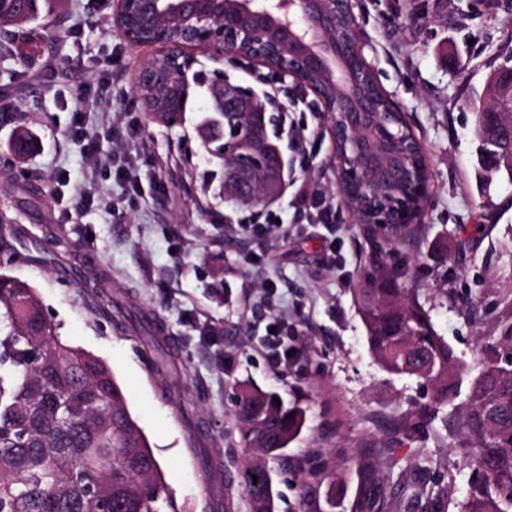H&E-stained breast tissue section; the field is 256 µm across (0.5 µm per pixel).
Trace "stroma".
Masks as SVG:
<instances>
[{
  "label": "stroma",
  "mask_w": 512,
  "mask_h": 512,
  "mask_svg": "<svg viewBox=\"0 0 512 512\" xmlns=\"http://www.w3.org/2000/svg\"><path fill=\"white\" fill-rule=\"evenodd\" d=\"M39 22L42 55L0 59V273L32 284L63 341L105 361L161 465L177 512H251L248 466L269 477L274 512H460L474 476L459 454L458 411L433 407L423 380L384 371L372 358L353 286L373 252L406 270L405 285L428 311L459 362L474 367L487 338L512 328V184L476 164L471 104L489 75L512 66V0H354L364 56L398 104L428 161L421 233L368 235L336 186L331 122L317 96L284 73L237 57L194 50L192 87L180 123L144 111L135 78L157 47H134L113 24V0H52ZM277 105L284 185L269 204L223 197L222 170L196 134L209 95L200 76ZM96 105L82 111L80 95ZM99 138L84 154L69 134L72 114ZM137 138L109 139L107 124ZM26 126L39 147L9 153ZM136 157L139 190L109 170ZM66 175L63 196L55 179ZM98 199L84 207L80 194ZM339 216L307 221L303 192ZM83 265L104 286L87 287ZM288 325L290 356L274 364L272 320ZM165 349L173 369L154 363ZM275 393L306 411L288 446L294 467L257 456L240 439L242 387ZM417 429L396 436L402 424ZM379 464L380 494L364 495L359 450ZM327 470L313 490L301 468Z\"/></svg>",
  "instance_id": "stroma-1"
}]
</instances>
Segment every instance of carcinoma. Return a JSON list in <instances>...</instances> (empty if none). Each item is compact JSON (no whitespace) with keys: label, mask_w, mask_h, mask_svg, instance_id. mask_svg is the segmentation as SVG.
Instances as JSON below:
<instances>
[{"label":"carcinoma","mask_w":512,"mask_h":512,"mask_svg":"<svg viewBox=\"0 0 512 512\" xmlns=\"http://www.w3.org/2000/svg\"><path fill=\"white\" fill-rule=\"evenodd\" d=\"M12 0H0V54L12 56L17 40L38 41L39 11L22 15ZM319 89L346 91L360 100L371 97L376 113L369 127L384 121L392 131L385 141V168L373 171L380 185L370 197L354 185L347 170L336 174L344 202L359 224H375L379 208L394 197L418 212L424 198L412 184L429 180L424 149L404 117L391 111L374 83H328L313 77ZM488 110L474 106L478 160H492L512 184V141L488 128V113L499 107L487 87ZM240 115L207 112L197 135L210 160L232 171L233 159L213 139L220 128L232 130ZM371 137L335 141L336 157L349 155ZM36 149L24 127L10 145L21 160ZM404 273L380 262L367 270L355 293L369 351L390 374L415 376L432 388L436 406L454 404L463 375H471L469 395L457 421L463 459L473 467V481L460 512H512V328L499 342L483 345L476 373L459 363L440 336ZM508 345V351L499 348ZM245 447L279 456L298 436L305 410L273 402V395L243 390L236 400ZM257 484L255 512H271L265 471L253 464ZM172 497L154 451L129 410L111 367L78 347L61 341L43 315L35 288L0 273V512H168Z\"/></svg>","instance_id":"carcinoma-1"}]
</instances>
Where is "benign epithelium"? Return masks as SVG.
Wrapping results in <instances>:
<instances>
[{"label": "benign epithelium", "instance_id": "1", "mask_svg": "<svg viewBox=\"0 0 512 512\" xmlns=\"http://www.w3.org/2000/svg\"><path fill=\"white\" fill-rule=\"evenodd\" d=\"M324 2L333 7L340 4L347 12H353V0H233L230 5L224 0H115L113 21L130 45L161 46L162 58L172 64V75L179 80L186 79V70L192 66L190 49L203 48L215 57H236L241 41L264 45L283 38L288 39V55L260 56L256 62L273 71L284 72L306 86L309 74L330 65L332 55L347 61L350 69L345 71L346 76L357 79L370 71L361 38L334 41L327 55L308 47V43L331 23L332 16L321 8ZM159 17L166 27L179 32L181 38L172 41L166 31L156 29L155 20ZM212 97L224 112L262 109L261 103L224 85L222 77L216 79ZM319 101L328 117L337 114L343 117L352 135L362 130L364 111L355 110L334 97L321 96ZM266 156L269 175L265 199L271 202L278 194L275 174L284 162L272 144ZM235 187L241 195L249 196L253 189V172L248 168L239 169Z\"/></svg>", "mask_w": 512, "mask_h": 512}]
</instances>
